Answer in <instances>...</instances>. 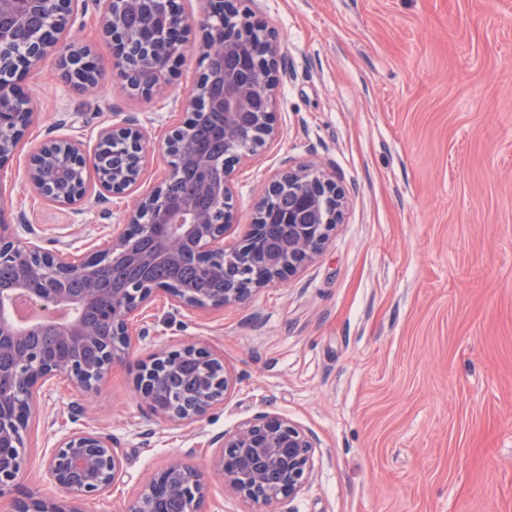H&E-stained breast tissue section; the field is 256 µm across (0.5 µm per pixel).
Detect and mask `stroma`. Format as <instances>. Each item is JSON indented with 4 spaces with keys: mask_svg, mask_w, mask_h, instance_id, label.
Listing matches in <instances>:
<instances>
[{
    "mask_svg": "<svg viewBox=\"0 0 512 512\" xmlns=\"http://www.w3.org/2000/svg\"><path fill=\"white\" fill-rule=\"evenodd\" d=\"M178 3L194 23L161 94L123 90L96 0L62 35L90 47L96 91L66 83L51 57L20 76L37 117L0 163V225L26 215L42 247L64 240L78 255L121 232L132 196L48 201L26 184V160L53 138L92 149L100 128L128 119L158 154L201 70L203 5ZM241 7L281 45L279 136L231 175L225 245L290 165L326 171L350 207L284 285L199 313L157 296L97 392L57 380L27 429L23 488L55 494L44 457L64 434L95 430L112 436L122 482L83 512H126L175 457L204 473L209 512H512V0ZM188 343L223 357L235 381L208 417L175 426L151 417L133 380L140 361ZM262 413L317 440L310 482L269 506L233 494L214 467L222 435Z\"/></svg>",
    "mask_w": 512,
    "mask_h": 512,
    "instance_id": "35a3bbf8",
    "label": "stroma"
}]
</instances>
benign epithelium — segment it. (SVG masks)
Here are the masks:
<instances>
[{"label": "benign epithelium", "instance_id": "1", "mask_svg": "<svg viewBox=\"0 0 512 512\" xmlns=\"http://www.w3.org/2000/svg\"><path fill=\"white\" fill-rule=\"evenodd\" d=\"M239 3L205 0L200 20L205 31L200 47L203 69L184 103L190 113L201 106L213 113L215 135L224 141L226 155L204 156L195 168L199 198L209 200L210 206L200 204L199 198L173 200L168 194L186 165L185 121L163 141L162 180L136 197L126 211L123 231L108 248L76 256L64 243L46 249L35 238L0 229V265L19 270L16 281L0 285V310L9 301L25 322L21 328L0 313V499L11 497V512H82L83 500L112 491L122 476V459L112 437L74 431L59 440L45 461L49 479L65 498L32 492L13 496L24 466L27 428L40 413L47 382L63 376L84 393L97 390L112 365L125 358L136 322L158 293L190 312L242 303L311 261L343 221L349 206L345 189L314 167L290 166L265 186L242 241L229 252L224 248L233 222V168L277 135V45L273 34L240 12ZM77 4L0 0V160L17 152L34 118L30 95L16 84L20 72L38 69L53 55L65 81L89 91L99 83L98 68L86 61L89 49L59 39L71 25ZM131 10L142 13L140 46L146 50L130 65L142 74L132 90L151 96L172 64L185 55L189 19L177 0H106L102 29L119 47L114 62L119 70L132 55L124 35V17ZM44 17L53 23L39 30L24 54H13L18 28ZM119 141L128 150L97 177V184L110 194L133 192L150 162L144 135L134 121L102 128L90 155L70 139L48 141L28 157L25 178L44 198L78 205L88 192L87 169ZM282 192L293 195L288 209L271 210V201ZM189 257L201 259L204 272L234 264L237 276L224 278V288L211 297L148 279L114 281L106 287L95 282L96 271L110 264L123 263L145 273L158 262L180 264ZM81 278L89 279L91 286L75 294L69 285ZM232 386L223 358L195 344L153 355L139 364L134 377L136 392L151 412L177 426L202 420L224 403ZM314 448L315 437L298 425L278 414L261 413L224 433L216 467L224 485L241 498L268 506L296 496L309 482ZM173 501L182 512H209L203 476L180 459L154 472L127 512H170Z\"/></svg>", "mask_w": 512, "mask_h": 512}]
</instances>
